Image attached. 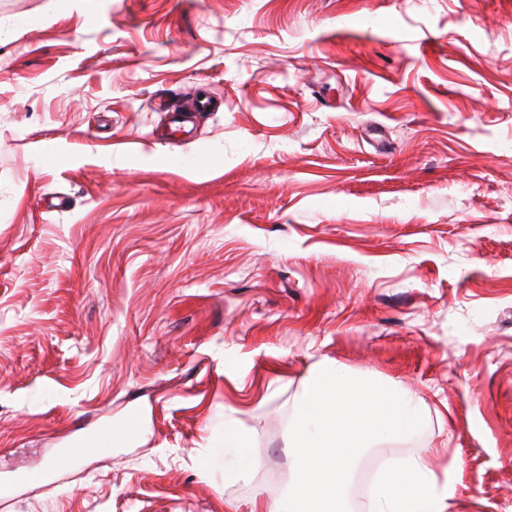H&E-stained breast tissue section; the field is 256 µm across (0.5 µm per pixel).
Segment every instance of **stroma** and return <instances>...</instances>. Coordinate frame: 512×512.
Masks as SVG:
<instances>
[{"label": "stroma", "instance_id": "obj_1", "mask_svg": "<svg viewBox=\"0 0 512 512\" xmlns=\"http://www.w3.org/2000/svg\"><path fill=\"white\" fill-rule=\"evenodd\" d=\"M510 142L512 0H0V512H272L325 359L512 512ZM248 439L238 430L232 422L224 423V448L233 451L236 468L239 471H250L255 467V460L249 449Z\"/></svg>", "mask_w": 512, "mask_h": 512}]
</instances>
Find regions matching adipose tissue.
<instances>
[{
    "label": "adipose tissue",
    "mask_w": 512,
    "mask_h": 512,
    "mask_svg": "<svg viewBox=\"0 0 512 512\" xmlns=\"http://www.w3.org/2000/svg\"><path fill=\"white\" fill-rule=\"evenodd\" d=\"M454 472L437 477L427 457L392 464L371 491L369 512H447L456 493Z\"/></svg>",
    "instance_id": "adipose-tissue-1"
}]
</instances>
